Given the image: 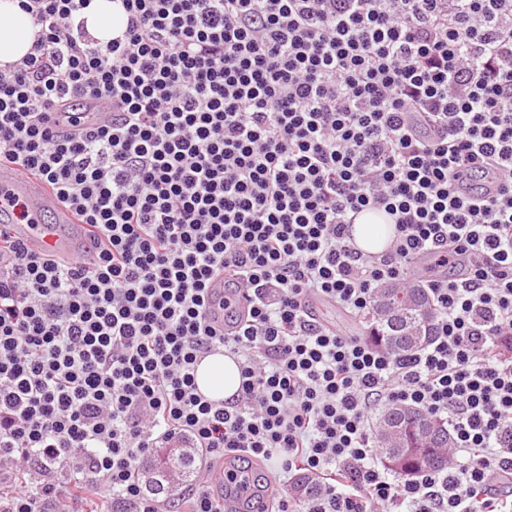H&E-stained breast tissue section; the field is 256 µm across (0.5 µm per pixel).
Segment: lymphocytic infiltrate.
Wrapping results in <instances>:
<instances>
[{
	"mask_svg": "<svg viewBox=\"0 0 512 512\" xmlns=\"http://www.w3.org/2000/svg\"><path fill=\"white\" fill-rule=\"evenodd\" d=\"M91 2L18 0L39 33L0 68V162L89 227L63 259L0 223V512H224L239 486L294 512L299 472L305 512H512V0H118L105 44ZM366 210L389 251L355 249ZM412 281L439 318L409 357L310 307ZM219 346L241 381L215 405ZM396 402L447 420L443 472L379 465ZM172 442L206 475L147 495ZM112 1L93 0L84 14L88 32L104 44L111 41L123 25V16ZM213 352L224 354V356L211 355L199 364L197 380L202 391L198 389V392L205 398L222 396L224 400H230L235 396L240 385L239 367L231 359L234 357L224 349L216 348Z\"/></svg>",
	"mask_w": 512,
	"mask_h": 512,
	"instance_id": "f902f5d3",
	"label": "lymphocytic infiltrate"
}]
</instances>
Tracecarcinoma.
Masks as SVG:
<instances>
[{
	"label": "carcinoma",
	"instance_id": "1",
	"mask_svg": "<svg viewBox=\"0 0 512 512\" xmlns=\"http://www.w3.org/2000/svg\"><path fill=\"white\" fill-rule=\"evenodd\" d=\"M368 323V336L374 345L397 355H410L435 339L437 312L423 284L389 283L377 288ZM383 422L398 431L396 435L375 433L379 453L396 478L405 479L414 472H435L443 467L451 436L445 419L420 409L391 404L376 419L378 426ZM193 466L190 449L160 448L143 468L144 486L152 494L161 493L175 478L181 482L189 480ZM315 494V485L308 475H295L289 487L292 499L305 503Z\"/></svg>",
	"mask_w": 512,
	"mask_h": 512
}]
</instances>
